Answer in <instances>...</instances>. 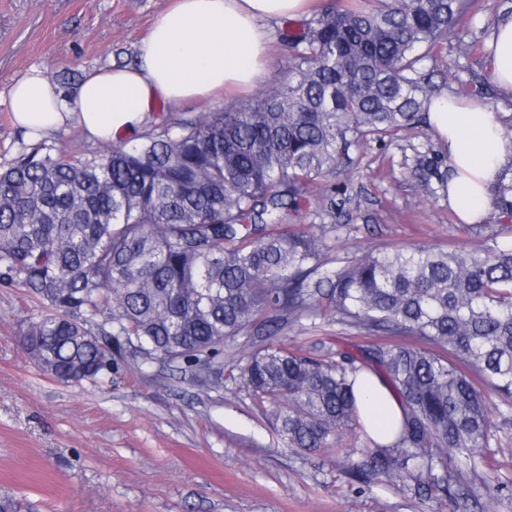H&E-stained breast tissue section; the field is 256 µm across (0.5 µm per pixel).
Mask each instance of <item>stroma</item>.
<instances>
[{
    "mask_svg": "<svg viewBox=\"0 0 512 512\" xmlns=\"http://www.w3.org/2000/svg\"><path fill=\"white\" fill-rule=\"evenodd\" d=\"M170 0H0V166L24 133L12 122V82L35 66L49 75L133 63ZM441 148L426 124L350 148L328 183L335 208L308 204L294 224L324 237L327 258L427 243L443 250L512 241V227L464 224L439 184L423 187L416 159ZM40 304L0 285V493L23 512H451L449 502L367 489L336 466L279 442L238 378L242 356L270 344L303 354L319 344L357 351L376 337L332 316L293 320L276 336L224 348V383L201 391L195 371L119 361L96 381L44 374L20 342ZM496 426L470 494L486 512H512V407L488 394Z\"/></svg>",
    "mask_w": 512,
    "mask_h": 512,
    "instance_id": "stroma-1",
    "label": "stroma"
}]
</instances>
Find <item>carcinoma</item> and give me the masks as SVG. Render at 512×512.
Returning <instances> with one entry per match:
<instances>
[{
    "instance_id": "carcinoma-1",
    "label": "carcinoma",
    "mask_w": 512,
    "mask_h": 512,
    "mask_svg": "<svg viewBox=\"0 0 512 512\" xmlns=\"http://www.w3.org/2000/svg\"><path fill=\"white\" fill-rule=\"evenodd\" d=\"M366 2L315 6L282 37L283 80L256 97L167 116L131 146H22L0 169V285L45 305L22 346L66 383L111 372L132 346L144 362L209 370L220 385L226 342L255 329L276 336L320 309L391 336L357 355L268 345L241 377L286 447L315 453L359 423L355 378L373 371L403 403L400 431L336 466L367 487L467 512L463 488L493 425L459 363L512 405V245H401L328 268L323 238L268 232L315 193L335 205L327 180L342 150L413 127L433 92L426 62L482 45L464 40L470 0ZM467 74L469 93L489 92V76ZM488 194L493 218L511 225L512 161Z\"/></svg>"
}]
</instances>
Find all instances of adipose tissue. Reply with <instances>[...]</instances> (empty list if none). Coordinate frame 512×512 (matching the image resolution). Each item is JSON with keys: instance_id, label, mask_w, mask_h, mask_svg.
I'll return each instance as SVG.
<instances>
[{"instance_id": "ef3b65f1", "label": "adipose tissue", "mask_w": 512, "mask_h": 512, "mask_svg": "<svg viewBox=\"0 0 512 512\" xmlns=\"http://www.w3.org/2000/svg\"><path fill=\"white\" fill-rule=\"evenodd\" d=\"M309 0H173L138 47L136 64L87 73L73 92L51 80L46 68H31L9 88L13 122L32 139L79 127L93 140L138 133L157 101L176 106L208 99L216 90L253 84L269 54L268 21L304 14ZM492 78L512 95V15L495 26ZM427 121L454 171L448 205L460 221L482 223L492 183L512 146L503 138V118L483 102L433 96ZM360 421L381 444L391 443L404 411L387 384L361 371L356 384Z\"/></svg>"}]
</instances>
